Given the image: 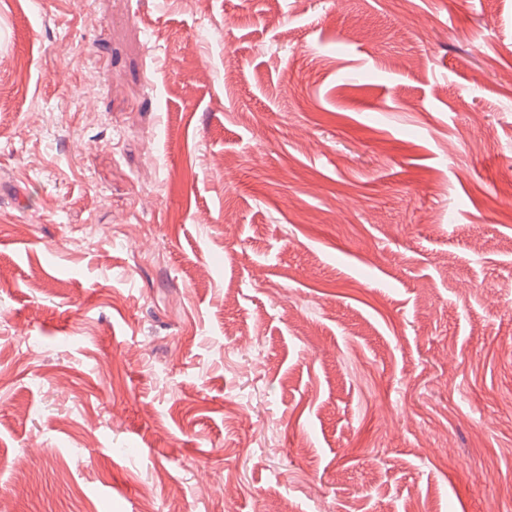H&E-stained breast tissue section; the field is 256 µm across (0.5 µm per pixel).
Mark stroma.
Listing matches in <instances>:
<instances>
[{"instance_id": "1", "label": "stroma", "mask_w": 512, "mask_h": 512, "mask_svg": "<svg viewBox=\"0 0 512 512\" xmlns=\"http://www.w3.org/2000/svg\"><path fill=\"white\" fill-rule=\"evenodd\" d=\"M0 512H512V0H0Z\"/></svg>"}]
</instances>
